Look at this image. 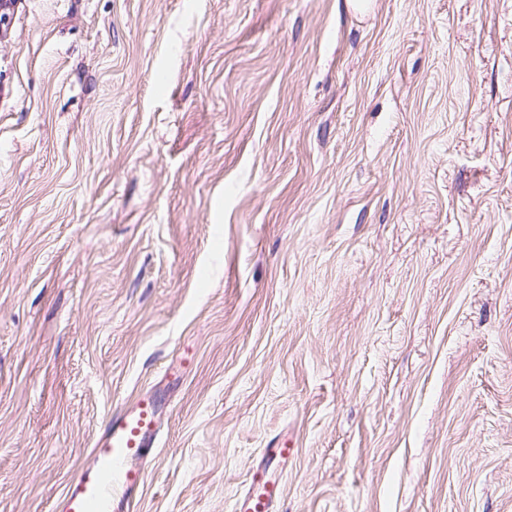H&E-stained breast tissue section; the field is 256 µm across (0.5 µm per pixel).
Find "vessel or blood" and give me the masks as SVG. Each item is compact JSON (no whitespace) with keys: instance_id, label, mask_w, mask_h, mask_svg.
Here are the masks:
<instances>
[{"instance_id":"1","label":"vessel or blood","mask_w":512,"mask_h":512,"mask_svg":"<svg viewBox=\"0 0 512 512\" xmlns=\"http://www.w3.org/2000/svg\"><path fill=\"white\" fill-rule=\"evenodd\" d=\"M162 422V399L151 390L139 393L112 414L93 445L90 463L70 477L53 512H135ZM297 455L290 437L264 449L260 461L249 470L234 512H275L284 496L280 473Z\"/></svg>"}]
</instances>
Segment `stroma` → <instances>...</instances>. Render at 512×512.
Wrapping results in <instances>:
<instances>
[{
  "mask_svg": "<svg viewBox=\"0 0 512 512\" xmlns=\"http://www.w3.org/2000/svg\"><path fill=\"white\" fill-rule=\"evenodd\" d=\"M150 388L137 512H512V0H15L0 512ZM289 435L271 448H264L261 459L249 470L248 483L235 500V512H275L284 496L281 474L298 455ZM279 472V474H277Z\"/></svg>",
  "mask_w": 512,
  "mask_h": 512,
  "instance_id": "1",
  "label": "stroma"
}]
</instances>
